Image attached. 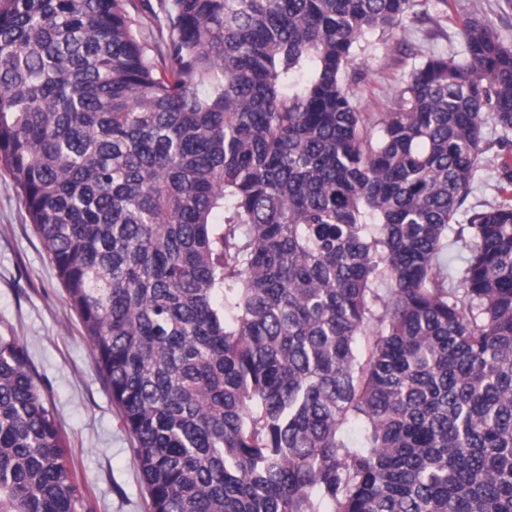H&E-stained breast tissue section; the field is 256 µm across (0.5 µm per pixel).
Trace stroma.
<instances>
[{
	"label": "stroma",
	"mask_w": 512,
	"mask_h": 512,
	"mask_svg": "<svg viewBox=\"0 0 512 512\" xmlns=\"http://www.w3.org/2000/svg\"><path fill=\"white\" fill-rule=\"evenodd\" d=\"M459 15L477 14L512 46V0H456ZM461 54L457 18L440 0L404 18L391 32H373L354 48L350 75L364 89L360 111H385L409 72L429 52ZM500 148L487 136L485 161L465 209L493 203ZM11 329L27 352L36 380L63 433L68 464L78 475V512H149L133 441L112 404L97 361L82 335L55 268L34 231L22 198L0 170V329Z\"/></svg>",
	"instance_id": "1"
}]
</instances>
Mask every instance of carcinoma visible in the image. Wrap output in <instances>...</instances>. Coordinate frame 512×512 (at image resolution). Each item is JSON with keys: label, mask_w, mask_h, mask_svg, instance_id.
Returning a JSON list of instances; mask_svg holds the SVG:
<instances>
[{"label": "carcinoma", "mask_w": 512, "mask_h": 512, "mask_svg": "<svg viewBox=\"0 0 512 512\" xmlns=\"http://www.w3.org/2000/svg\"><path fill=\"white\" fill-rule=\"evenodd\" d=\"M420 2L0 0V166L150 512H512V47L468 16L376 115L343 81ZM66 457L0 331V512H77ZM487 151L485 153V162L483 163L480 170L477 172L474 179L471 193L469 194L461 213L457 219L459 224H464L466 216L464 210L481 209L485 204H491L494 202L496 192L494 189V171L495 162L498 154L503 153L500 151L498 144L496 143V135L492 129L487 130Z\"/></svg>", "instance_id": "obj_1"}]
</instances>
